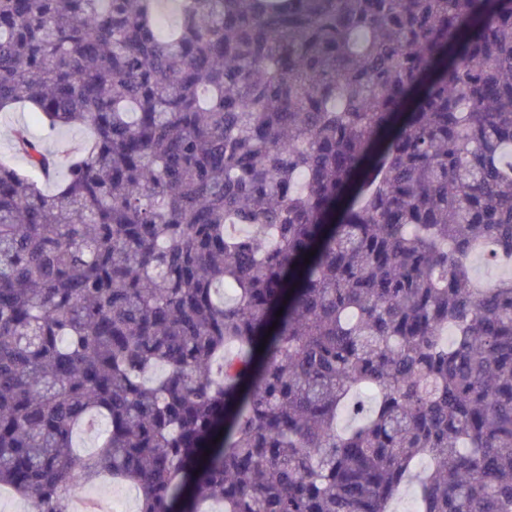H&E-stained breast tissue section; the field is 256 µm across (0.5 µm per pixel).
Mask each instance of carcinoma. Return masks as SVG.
Segmentation results:
<instances>
[{
    "label": "carcinoma",
    "instance_id": "carcinoma-1",
    "mask_svg": "<svg viewBox=\"0 0 512 512\" xmlns=\"http://www.w3.org/2000/svg\"><path fill=\"white\" fill-rule=\"evenodd\" d=\"M17 103L0 487L512 512V0H0ZM21 125H27L31 134L42 140L52 150H57L62 146L77 148L87 140L89 135L88 131L84 129L50 135L39 124L35 123L31 115L23 108L0 112V155L9 159L15 168H22L23 162L20 157L12 153L10 141L13 130Z\"/></svg>",
    "mask_w": 512,
    "mask_h": 512
}]
</instances>
